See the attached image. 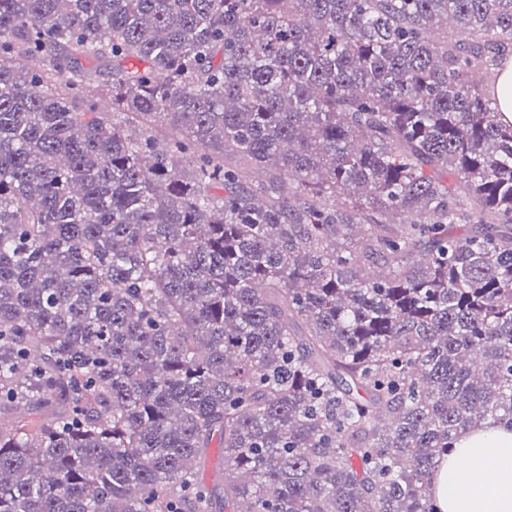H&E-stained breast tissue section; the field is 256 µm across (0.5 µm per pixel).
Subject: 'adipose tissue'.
Masks as SVG:
<instances>
[{
	"mask_svg": "<svg viewBox=\"0 0 512 512\" xmlns=\"http://www.w3.org/2000/svg\"><path fill=\"white\" fill-rule=\"evenodd\" d=\"M439 512H512V429L463 435L434 481Z\"/></svg>",
	"mask_w": 512,
	"mask_h": 512,
	"instance_id": "obj_1",
	"label": "adipose tissue"
}]
</instances>
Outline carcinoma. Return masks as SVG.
Segmentation results:
<instances>
[{
  "label": "carcinoma",
  "mask_w": 512,
  "mask_h": 512,
  "mask_svg": "<svg viewBox=\"0 0 512 512\" xmlns=\"http://www.w3.org/2000/svg\"><path fill=\"white\" fill-rule=\"evenodd\" d=\"M509 54L512 0H0V512H438L512 427ZM495 94L500 104V112L512 120V57L501 63L495 84Z\"/></svg>",
  "instance_id": "obj_1"
}]
</instances>
